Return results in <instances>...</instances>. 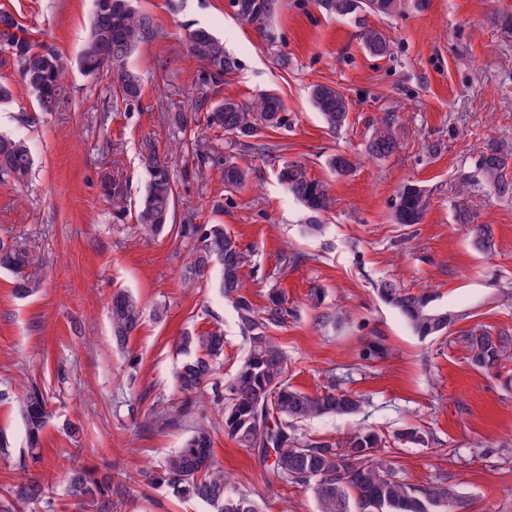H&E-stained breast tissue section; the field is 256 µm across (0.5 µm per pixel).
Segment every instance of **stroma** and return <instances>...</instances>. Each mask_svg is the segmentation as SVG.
Masks as SVG:
<instances>
[{
	"label": "stroma",
	"mask_w": 512,
	"mask_h": 512,
	"mask_svg": "<svg viewBox=\"0 0 512 512\" xmlns=\"http://www.w3.org/2000/svg\"><path fill=\"white\" fill-rule=\"evenodd\" d=\"M134 4L157 35L129 58L143 90L123 103L109 77L85 75L78 64L91 0H0V9L71 63L56 111L43 112L16 80L11 58L0 54V77L13 91L0 104V134L27 141L34 158L27 185L0 180V238L26 239L44 263L39 291L25 299L0 269V432L10 443L0 451V507L8 506L11 489L34 479L48 488L54 512H206L146 478L203 423L235 490L261 512H317L308 487L284 483L254 451L225 436L222 412L210 400L184 420L152 422V409L181 401L175 343L184 331L223 329L224 379L247 350L218 289L184 285L186 243L174 233L147 240L137 232L134 206L152 149L173 173L176 223L223 225L251 251L244 280L254 304L264 306L272 288L285 296L292 315L274 335L288 355L290 384L312 394L334 383L362 397L358 414L302 423L299 435L336 441L360 427L387 437L420 427L424 445L390 443L380 452L399 476L418 486L447 482L464 496L466 512H512V362L502 373L475 368L465 342L478 329L512 331V201L491 194L479 169L489 143L512 145V0H430L423 10L406 0L390 16L363 14L359 25L336 16L327 0H275L264 32L239 20L232 0ZM189 26L223 38L235 63L224 96L281 98L287 127L262 132L276 146L272 157L240 151L231 135L201 120L182 133L168 126L167 111L190 108L200 68L186 54ZM365 26L389 38L387 57L365 50ZM316 84L351 101L340 131L329 132L315 109ZM387 112L402 147L385 160L365 157L372 123ZM197 141L218 154L203 168L193 152ZM229 153L249 174L228 192L221 157ZM335 153L355 156L351 174L331 171ZM286 161L325 182L335 200L320 217V235L304 233L310 215L278 179ZM112 178L123 188L121 212L103 192ZM406 184L429 198L422 223L411 226L391 219ZM461 202L476 223L492 226V253L476 250L470 226L457 223ZM383 280L431 293L457 321L444 335L419 338L380 298ZM120 288L143 308L121 349L108 309ZM314 288L323 293L317 310L309 302ZM374 339L386 354L363 361V346ZM32 385L45 391L53 413L35 458L21 416ZM68 420L80 425L78 434L64 430ZM74 467L95 479L112 473L123 489L105 508L83 505L67 493Z\"/></svg>",
	"instance_id": "obj_1"
}]
</instances>
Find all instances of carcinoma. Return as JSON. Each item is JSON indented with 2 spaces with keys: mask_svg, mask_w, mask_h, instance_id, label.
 <instances>
[{
  "mask_svg": "<svg viewBox=\"0 0 512 512\" xmlns=\"http://www.w3.org/2000/svg\"><path fill=\"white\" fill-rule=\"evenodd\" d=\"M241 20L259 30L273 12L274 0H233ZM327 6L339 16L361 11L389 15L401 7V0H327ZM156 34L151 19L135 9L132 0H93V13L88 38L81 53L85 74H105L114 79L116 93L125 102L140 97L142 80L126 67V61L140 45ZM366 51L377 57L390 53V43L379 29L362 31ZM11 49L18 79L25 85L45 112L54 109L68 64L55 46L28 33L6 9H0V42ZM187 53L201 64L194 85V112L205 111L207 126L222 129L238 138L237 144L270 156L268 147L253 143L264 129L287 125L280 98L275 94L260 95L243 104L222 96L224 76L233 67L224 52V41L206 28L185 29ZM311 97L323 122L334 131L348 118L350 102L338 89L317 84ZM401 147L394 115L387 113L365 144L366 154L386 159ZM512 149L492 143L483 152L480 170L499 198L512 199V178H507L508 159ZM148 181L138 205L135 221L139 231L155 237L177 230L189 245L190 261L182 269L185 285L195 287L210 280L213 267L220 269L215 282L224 299L231 303L248 343V351L235 374L219 386L215 381L224 360V335L219 331L196 334L185 332L178 346L185 356L175 375L176 388L184 397L182 405L154 412L157 422L172 423L192 414L196 400L212 391L213 404L224 415V435L239 447L256 452L260 459L273 458L274 474L285 482L310 487L318 512H464L463 497L448 484L416 486L400 478L378 457L386 438L368 427L350 432L336 442L305 440L298 436V425L311 418L329 415H352L362 408L355 393L330 386L316 394H308L288 382V355L271 335V330L288 322L290 311L276 288L269 290L266 304L258 308L250 300L244 283L243 268L248 256L236 238L222 224H173L175 184L167 162L157 158L154 150L147 155ZM33 164L25 142L0 136V174L21 183ZM248 172L229 155L224 157V188L243 185ZM280 179L291 194L311 214L328 211L333 203L324 182L309 177L299 164H285ZM428 205L424 190L416 185L403 186L393 206L396 224L421 223ZM458 221L473 224L465 205H458ZM473 244L488 253L495 241L489 224H473ZM38 260L21 238L0 240V268L17 275L15 293L28 297L41 285V278L30 272ZM381 298L396 308L413 332L421 337L441 336L456 321V315L434 305L427 292L412 293L392 281L378 288ZM142 308L129 291L112 294L110 320L112 339L117 346L140 325ZM471 351V364L478 369L498 368L512 359V333L481 329L466 336ZM22 416L30 450L39 444L40 435L50 419L48 399L37 386L26 394ZM401 444H422L424 433L409 427L394 436ZM212 433L197 425L183 446L167 455L161 471L153 481L167 486L180 498L196 499L210 507V512H259L255 501L232 488L224 470L216 466L212 454ZM71 496L88 504L98 503L104 496L103 485L75 470L69 485ZM18 510L30 504H51L49 492L36 481L16 491Z\"/></svg>",
  "mask_w": 512,
  "mask_h": 512,
  "instance_id": "carcinoma-1",
  "label": "carcinoma"
}]
</instances>
